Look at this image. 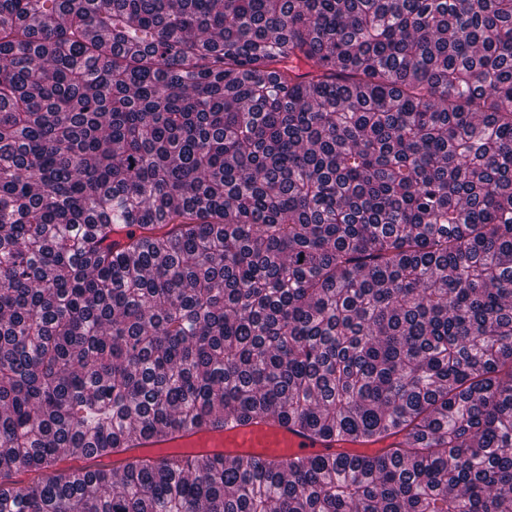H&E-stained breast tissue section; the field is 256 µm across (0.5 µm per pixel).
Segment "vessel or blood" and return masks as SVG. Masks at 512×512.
Here are the masks:
<instances>
[{
    "instance_id": "vessel-or-blood-1",
    "label": "vessel or blood",
    "mask_w": 512,
    "mask_h": 512,
    "mask_svg": "<svg viewBox=\"0 0 512 512\" xmlns=\"http://www.w3.org/2000/svg\"><path fill=\"white\" fill-rule=\"evenodd\" d=\"M400 441L397 435L375 443H360L341 434L320 438L285 421L257 418L246 422L228 420L218 426L204 425L163 440L143 438L128 447L127 452L137 455L145 449L150 458L157 460L173 453L206 454L224 459L248 455L264 462L387 453Z\"/></svg>"
}]
</instances>
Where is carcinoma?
Returning <instances> with one entry per match:
<instances>
[{
  "mask_svg": "<svg viewBox=\"0 0 512 512\" xmlns=\"http://www.w3.org/2000/svg\"><path fill=\"white\" fill-rule=\"evenodd\" d=\"M0 512H512V0H0ZM401 441V434L375 443L356 442L341 434L320 438L280 419L226 420L223 425L192 428L168 439L141 438L115 454L112 460L116 462L129 455L140 454L141 448H151L147 455L157 460L173 453L207 454L224 459L248 455L263 462L288 458L309 460L334 455L389 453Z\"/></svg>",
  "mask_w": 512,
  "mask_h": 512,
  "instance_id": "cac0c4a2",
  "label": "carcinoma"
}]
</instances>
